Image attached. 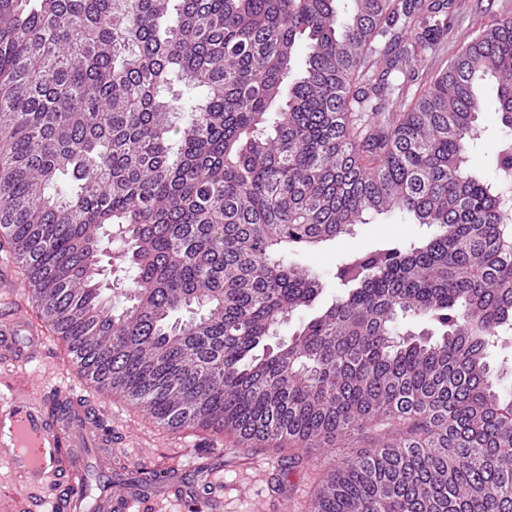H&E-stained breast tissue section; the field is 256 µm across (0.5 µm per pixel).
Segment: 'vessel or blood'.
<instances>
[{"instance_id":"vessel-or-blood-1","label":"vessel or blood","mask_w":512,"mask_h":512,"mask_svg":"<svg viewBox=\"0 0 512 512\" xmlns=\"http://www.w3.org/2000/svg\"><path fill=\"white\" fill-rule=\"evenodd\" d=\"M42 344L20 319H0V359H34ZM62 413L47 412L32 398L15 394L0 399V456L29 487L54 484L66 469L93 463L102 476L112 474V442L98 414L83 406L74 391H61Z\"/></svg>"}]
</instances>
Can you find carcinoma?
Listing matches in <instances>:
<instances>
[{
	"instance_id": "cac0c4a2",
	"label": "carcinoma",
	"mask_w": 512,
	"mask_h": 512,
	"mask_svg": "<svg viewBox=\"0 0 512 512\" xmlns=\"http://www.w3.org/2000/svg\"><path fill=\"white\" fill-rule=\"evenodd\" d=\"M452 5L0 0V259L78 372L169 432L294 467L285 445L396 430L305 512H512V358L487 361L512 331V135L495 178L468 165L487 85L512 132V20L409 100ZM387 212L428 233L347 257L268 344L324 290L288 256ZM408 315L439 337L401 336Z\"/></svg>"
}]
</instances>
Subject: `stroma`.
Listing matches in <instances>:
<instances>
[{
    "instance_id": "1",
    "label": "stroma",
    "mask_w": 512,
    "mask_h": 512,
    "mask_svg": "<svg viewBox=\"0 0 512 512\" xmlns=\"http://www.w3.org/2000/svg\"><path fill=\"white\" fill-rule=\"evenodd\" d=\"M512 20V0H455L448 27L437 39L429 57L428 72H435L455 56L462 41L485 25ZM426 231L402 213L373 214L354 234L336 238L324 246L298 254L300 265L319 272L328 282L324 302L336 296L332 278L340 260L371 249L380 241L414 239ZM81 375L68 361L63 342L46 333L40 353L19 366L0 362V393H24L38 397L59 386H79ZM104 422L112 430V480L125 482L134 468L162 470L181 479L186 491L164 487L134 498L128 512H190L192 491H200L203 512H301L317 474L326 473L343 448H371L387 440L382 429L369 428L341 437L323 447L304 451V462L288 474L261 446H246L234 437L200 434L192 430L170 433L159 428L138 408L117 397L102 400ZM55 501V494L30 492L0 461V512H28L33 498Z\"/></svg>"
}]
</instances>
